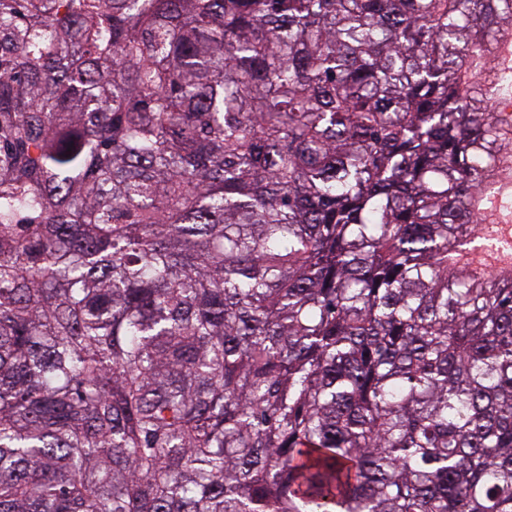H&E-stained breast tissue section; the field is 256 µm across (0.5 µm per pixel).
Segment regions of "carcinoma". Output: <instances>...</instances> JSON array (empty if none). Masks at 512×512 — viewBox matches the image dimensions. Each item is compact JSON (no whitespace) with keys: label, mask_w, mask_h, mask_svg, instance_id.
Listing matches in <instances>:
<instances>
[{"label":"carcinoma","mask_w":512,"mask_h":512,"mask_svg":"<svg viewBox=\"0 0 512 512\" xmlns=\"http://www.w3.org/2000/svg\"><path fill=\"white\" fill-rule=\"evenodd\" d=\"M512 0H0V512H512Z\"/></svg>","instance_id":"obj_1"}]
</instances>
